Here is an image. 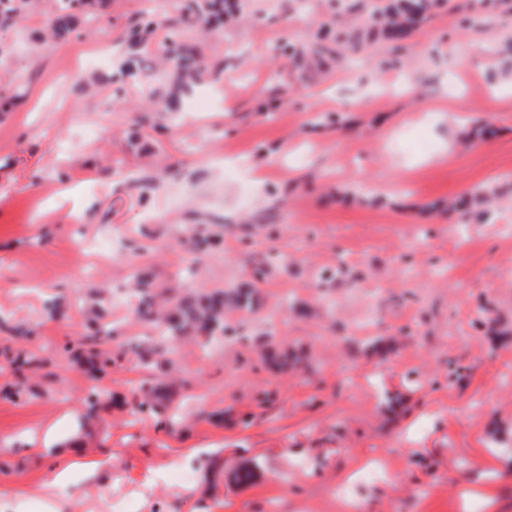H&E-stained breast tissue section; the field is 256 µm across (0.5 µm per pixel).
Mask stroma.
Masks as SVG:
<instances>
[{"label":"stroma","instance_id":"stroma-1","mask_svg":"<svg viewBox=\"0 0 512 512\" xmlns=\"http://www.w3.org/2000/svg\"><path fill=\"white\" fill-rule=\"evenodd\" d=\"M180 4L112 0L49 40V0H27L0 27V317L35 330L0 331L8 512H44L73 442L111 486L71 470L56 512L121 496L133 512H311L375 455L390 474L363 512H412L423 485L427 512H490L488 496L512 512V242L495 231L512 224V0H439L344 62L331 21L366 24L387 0H239L205 31ZM148 8L158 31L132 45ZM173 27L204 69L188 93L160 63ZM132 55L139 75L120 79ZM479 185L502 192L488 220L464 205ZM136 258L179 295L254 286L253 314L227 316L252 343L188 340L174 374L146 370L151 329L110 292ZM53 297L64 319L46 317ZM96 312L116 329L97 378L71 358ZM152 385L205 405L168 431L137 409ZM94 387L107 408L89 433Z\"/></svg>","mask_w":512,"mask_h":512}]
</instances>
